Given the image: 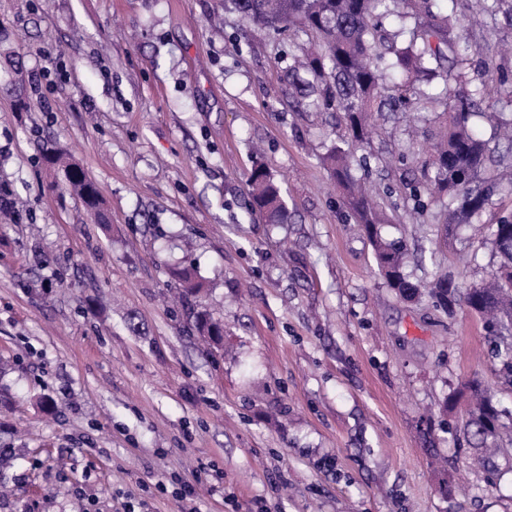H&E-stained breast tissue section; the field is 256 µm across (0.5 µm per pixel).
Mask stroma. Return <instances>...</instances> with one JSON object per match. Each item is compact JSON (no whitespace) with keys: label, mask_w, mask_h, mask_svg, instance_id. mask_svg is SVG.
<instances>
[{"label":"stroma","mask_w":512,"mask_h":512,"mask_svg":"<svg viewBox=\"0 0 512 512\" xmlns=\"http://www.w3.org/2000/svg\"><path fill=\"white\" fill-rule=\"evenodd\" d=\"M467 7L470 45L512 41L502 13ZM307 42L224 0H0V512H512V442L469 447L459 396L492 383L512 414L494 338L377 274L321 163L344 123L294 103ZM442 110L413 127L382 113L354 157L406 273L467 288L491 244L405 189ZM53 150L107 224L62 190ZM257 164L287 223L249 218ZM177 267L200 277L223 353L199 346L197 298L167 302ZM49 160L62 171L66 185L83 199L86 207L98 216L101 224H106L100 209L101 202L97 189L85 171L58 152H53Z\"/></svg>","instance_id":"35a3bbf8"}]
</instances>
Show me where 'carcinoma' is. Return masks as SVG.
I'll return each instance as SVG.
<instances>
[{"label": "carcinoma", "instance_id": "carcinoma-1", "mask_svg": "<svg viewBox=\"0 0 512 512\" xmlns=\"http://www.w3.org/2000/svg\"><path fill=\"white\" fill-rule=\"evenodd\" d=\"M439 2L228 0V8L250 23L276 30L292 29L318 43L317 51L293 59L288 73L306 74L295 90L307 99L308 107L343 114L349 135L344 140L346 147L335 146L322 161L344 189L346 208L364 225L379 274L401 297L409 290L422 292L425 285L404 273L406 244L381 235L377 208L353 172L351 148L367 142L373 113L388 112L398 104L417 119L439 95H444L446 108L439 113L441 130L429 163L430 173L424 182L412 187L411 196L419 208L424 207V191L434 188L447 196L448 225L486 228L500 263L491 270L487 281L463 292L453 274H445L430 285V294L446 309L444 298L448 290H453L471 312L498 330V336H512V231L505 237V223L500 218L483 219L493 197L503 190V182L509 183L512 193V177L492 166V140L477 134L471 123L477 114L478 92L467 91L476 61L485 75L494 78L496 53L462 43L464 15L460 6L465 0H447L445 10ZM392 17L400 23L397 30L388 28ZM496 92L512 98V80L497 78ZM477 115L487 119L496 139L501 130L512 127V121H504L499 113ZM50 161L62 171L66 185L100 222H105L97 189L85 171L58 152L51 155ZM248 182L250 213L262 215L270 224L284 223L288 218L286 203L264 167H254ZM178 275L186 294L200 293L202 285L193 272L182 269ZM195 327L208 338L212 348L221 347L224 328L220 323L198 312ZM464 390L473 401L463 423L471 447H499L505 425L495 405V392L478 380L464 384Z\"/></svg>", "mask_w": 512, "mask_h": 512}]
</instances>
